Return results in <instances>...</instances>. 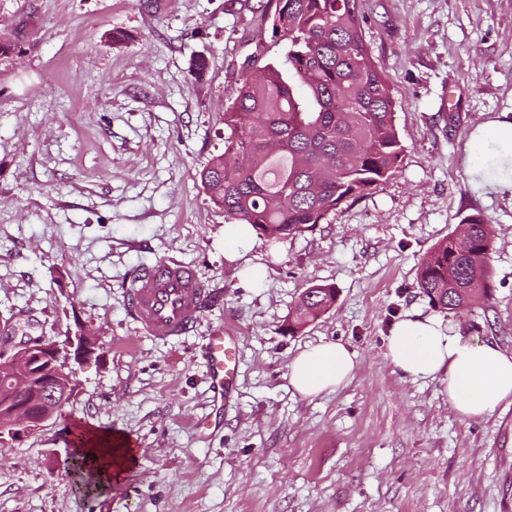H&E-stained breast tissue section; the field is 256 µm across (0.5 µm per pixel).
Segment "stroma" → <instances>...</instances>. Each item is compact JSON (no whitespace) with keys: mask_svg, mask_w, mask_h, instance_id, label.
Instances as JSON below:
<instances>
[{"mask_svg":"<svg viewBox=\"0 0 512 512\" xmlns=\"http://www.w3.org/2000/svg\"><path fill=\"white\" fill-rule=\"evenodd\" d=\"M274 4L0 0V38L18 40L0 56V320L98 343L60 415L0 445V512H512V399L461 420L444 383L403 379L384 356L414 310L512 350V195L475 188L466 164L477 126L512 122V0H361L401 161L311 230L256 238L247 256L266 275L252 283L224 258V213L198 173L224 151L247 59L281 52ZM470 217L494 228L489 294L444 312L418 269ZM170 256L218 302L160 340L129 315L128 276ZM314 284L336 303L289 334ZM221 328L238 338L226 402L205 359ZM329 341L355 352L353 378L297 394L291 361ZM88 429L138 455L90 495L61 465Z\"/></svg>","mask_w":512,"mask_h":512,"instance_id":"stroma-1","label":"stroma"}]
</instances>
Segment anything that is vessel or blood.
Listing matches in <instances>:
<instances>
[{"mask_svg": "<svg viewBox=\"0 0 512 512\" xmlns=\"http://www.w3.org/2000/svg\"><path fill=\"white\" fill-rule=\"evenodd\" d=\"M127 297L131 316L147 335L181 338L200 323L210 290L190 265L163 259L136 268ZM214 389L230 393L236 371V345L233 337L216 332L206 345Z\"/></svg>", "mask_w": 512, "mask_h": 512, "instance_id": "1", "label": "vessel or blood"}]
</instances>
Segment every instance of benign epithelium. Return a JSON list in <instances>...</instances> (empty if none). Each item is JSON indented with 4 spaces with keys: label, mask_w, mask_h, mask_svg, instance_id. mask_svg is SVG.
Returning <instances> with one entry per match:
<instances>
[{
    "label": "benign epithelium",
    "mask_w": 512,
    "mask_h": 512,
    "mask_svg": "<svg viewBox=\"0 0 512 512\" xmlns=\"http://www.w3.org/2000/svg\"><path fill=\"white\" fill-rule=\"evenodd\" d=\"M0 333L6 340L0 354L8 356L0 369L9 374L7 382L14 397L13 426L33 424L38 429L53 420L70 399L75 374L70 361L88 358L97 342L79 333L61 346L21 332L12 320L0 325Z\"/></svg>",
    "instance_id": "benign-epithelium-1"
}]
</instances>
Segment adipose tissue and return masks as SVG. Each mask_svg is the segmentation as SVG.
Masks as SVG:
<instances>
[{
	"instance_id": "ef3b65f1",
	"label": "adipose tissue",
	"mask_w": 512,
	"mask_h": 512,
	"mask_svg": "<svg viewBox=\"0 0 512 512\" xmlns=\"http://www.w3.org/2000/svg\"><path fill=\"white\" fill-rule=\"evenodd\" d=\"M495 145L500 153L497 172L483 173L481 187L512 192V122L492 120L471 135L470 150ZM384 355L403 378L443 380L457 415L474 420L494 412L512 398V351L497 342L463 336L433 317L408 313L396 322L386 340ZM354 352L341 342L305 348L289 366V382L301 396H315L345 385L355 369ZM75 452L86 473L98 483L121 478L134 459L126 438L89 430Z\"/></svg>"
}]
</instances>
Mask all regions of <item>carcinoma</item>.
<instances>
[{
  "mask_svg": "<svg viewBox=\"0 0 512 512\" xmlns=\"http://www.w3.org/2000/svg\"><path fill=\"white\" fill-rule=\"evenodd\" d=\"M360 0H276L268 17L284 52L247 72L224 105V153L199 173L230 224H249L270 242L321 223L344 201L391 175L403 146L396 102L363 34ZM467 234L438 243L417 284L434 306L471 310L488 296L493 230L481 217ZM336 302L314 285L299 297L295 334Z\"/></svg>",
  "mask_w": 512,
  "mask_h": 512,
  "instance_id": "obj_1",
  "label": "carcinoma"
}]
</instances>
